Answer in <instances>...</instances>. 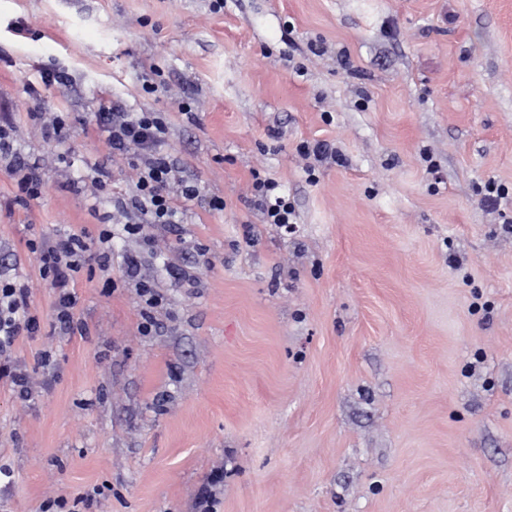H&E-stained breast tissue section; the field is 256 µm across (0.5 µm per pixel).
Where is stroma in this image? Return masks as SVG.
<instances>
[{
	"instance_id": "stroma-1",
	"label": "stroma",
	"mask_w": 512,
	"mask_h": 512,
	"mask_svg": "<svg viewBox=\"0 0 512 512\" xmlns=\"http://www.w3.org/2000/svg\"><path fill=\"white\" fill-rule=\"evenodd\" d=\"M45 70L68 83L33 99ZM102 100L164 113L198 195L145 239L114 225L117 285L79 273L88 333L61 336L28 243L94 259L130 191L79 123ZM4 118L42 193L17 204L0 159V275L41 331L11 350L32 397L0 381V512L92 489L90 512H196L205 488L214 512H512V0H0ZM256 170L293 228L250 207ZM128 254L163 295L148 335Z\"/></svg>"
}]
</instances>
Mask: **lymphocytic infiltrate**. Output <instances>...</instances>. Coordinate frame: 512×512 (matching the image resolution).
Returning a JSON list of instances; mask_svg holds the SVG:
<instances>
[{
	"label": "lymphocytic infiltrate",
	"instance_id": "lymphocytic-infiltrate-1",
	"mask_svg": "<svg viewBox=\"0 0 512 512\" xmlns=\"http://www.w3.org/2000/svg\"><path fill=\"white\" fill-rule=\"evenodd\" d=\"M85 123L105 134L113 151L128 158L135 172L131 193L114 204L116 215L124 220V232L139 236L149 224L179 223V202L192 201L198 187L181 176L166 149L168 125L162 113L134 112L102 102ZM275 188V182L254 176L253 204L264 223L291 224L295 210L285 197L276 195ZM30 249L37 256L42 278L58 291L55 329L63 335L78 332L76 298L68 285L85 266V241L71 234L56 242L31 243ZM40 329V320L31 311L28 282L0 278V380L10 382L23 399L31 393L28 376L11 361L10 350L18 337L36 335Z\"/></svg>",
	"mask_w": 512,
	"mask_h": 512
}]
</instances>
